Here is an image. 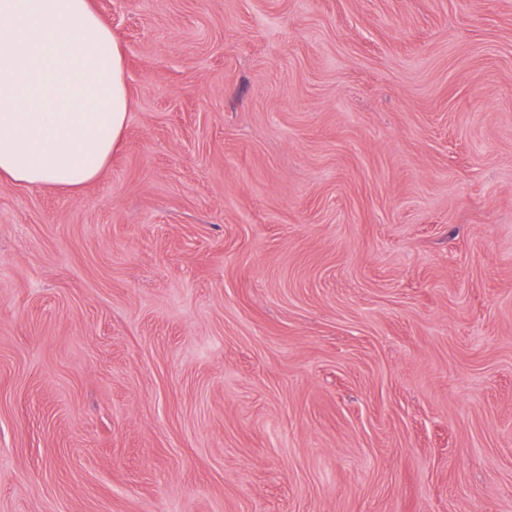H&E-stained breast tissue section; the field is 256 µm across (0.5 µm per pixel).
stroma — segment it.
<instances>
[{
    "instance_id": "35a3bbf8",
    "label": "stroma",
    "mask_w": 512,
    "mask_h": 512,
    "mask_svg": "<svg viewBox=\"0 0 512 512\" xmlns=\"http://www.w3.org/2000/svg\"><path fill=\"white\" fill-rule=\"evenodd\" d=\"M120 146L0 180V512H512V0H93Z\"/></svg>"
}]
</instances>
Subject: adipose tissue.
<instances>
[{
  "mask_svg": "<svg viewBox=\"0 0 512 512\" xmlns=\"http://www.w3.org/2000/svg\"><path fill=\"white\" fill-rule=\"evenodd\" d=\"M129 114L123 55L91 0H0V178L75 193Z\"/></svg>",
  "mask_w": 512,
  "mask_h": 512,
  "instance_id": "ef3b65f1",
  "label": "adipose tissue"
}]
</instances>
